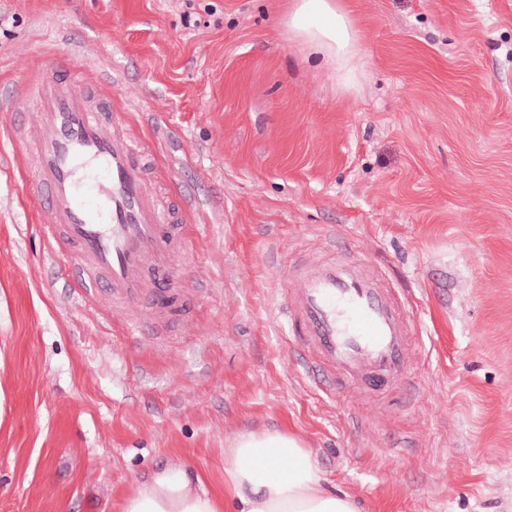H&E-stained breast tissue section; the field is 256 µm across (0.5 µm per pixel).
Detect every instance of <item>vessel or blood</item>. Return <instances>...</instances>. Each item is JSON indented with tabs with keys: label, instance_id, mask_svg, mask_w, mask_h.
Wrapping results in <instances>:
<instances>
[{
	"label": "vessel or blood",
	"instance_id": "obj_1",
	"mask_svg": "<svg viewBox=\"0 0 512 512\" xmlns=\"http://www.w3.org/2000/svg\"><path fill=\"white\" fill-rule=\"evenodd\" d=\"M13 101L35 106L22 151L44 201L42 234L66 256L63 273L85 295L106 287L119 308L162 311L189 238L184 225L167 223L141 146L87 105L83 78L59 60L38 80L16 83ZM278 308L323 393H333L337 375L389 390L408 371L413 320L382 279L322 261L292 277Z\"/></svg>",
	"mask_w": 512,
	"mask_h": 512
}]
</instances>
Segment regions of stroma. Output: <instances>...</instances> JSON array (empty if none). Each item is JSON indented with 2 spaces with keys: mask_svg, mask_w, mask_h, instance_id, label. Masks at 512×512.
<instances>
[{
  "mask_svg": "<svg viewBox=\"0 0 512 512\" xmlns=\"http://www.w3.org/2000/svg\"><path fill=\"white\" fill-rule=\"evenodd\" d=\"M279 2L0 0V95L69 57L201 227L165 315L82 298L8 140L32 113L0 111V512H121L167 471L220 492L229 442L263 429L358 512H512V0H346L351 93ZM327 259L412 312L393 390L309 387L276 303Z\"/></svg>",
  "mask_w": 512,
  "mask_h": 512,
  "instance_id": "stroma-1",
  "label": "stroma"
}]
</instances>
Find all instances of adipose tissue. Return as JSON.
<instances>
[{"label":"adipose tissue","instance_id":"obj_1","mask_svg":"<svg viewBox=\"0 0 512 512\" xmlns=\"http://www.w3.org/2000/svg\"><path fill=\"white\" fill-rule=\"evenodd\" d=\"M304 58L331 69L340 91L361 77V34L344 0H286L280 18ZM123 512H357L353 500L327 491L316 459L288 430L245 431L224 454V490H198L184 475L141 484Z\"/></svg>","mask_w":512,"mask_h":512}]
</instances>
